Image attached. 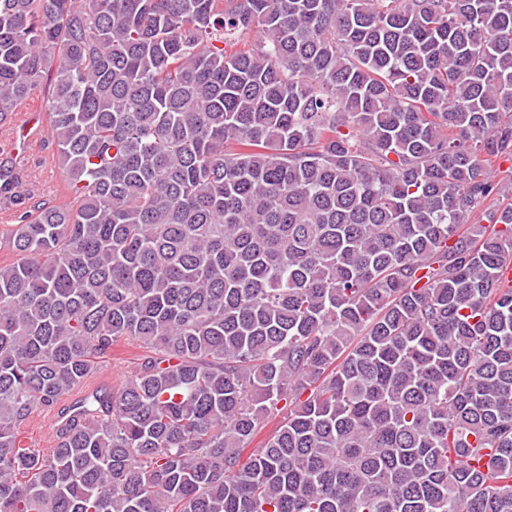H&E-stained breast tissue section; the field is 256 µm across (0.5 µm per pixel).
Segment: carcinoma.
<instances>
[{
  "label": "carcinoma",
  "instance_id": "cac0c4a2",
  "mask_svg": "<svg viewBox=\"0 0 512 512\" xmlns=\"http://www.w3.org/2000/svg\"><path fill=\"white\" fill-rule=\"evenodd\" d=\"M45 80L0 512H512V0H0V121ZM141 350L136 343L120 339L112 346V353L101 359L99 370L89 385L112 387L120 385L135 366ZM19 434L26 448H49L53 440V417L46 412L35 413Z\"/></svg>",
  "mask_w": 512,
  "mask_h": 512
}]
</instances>
